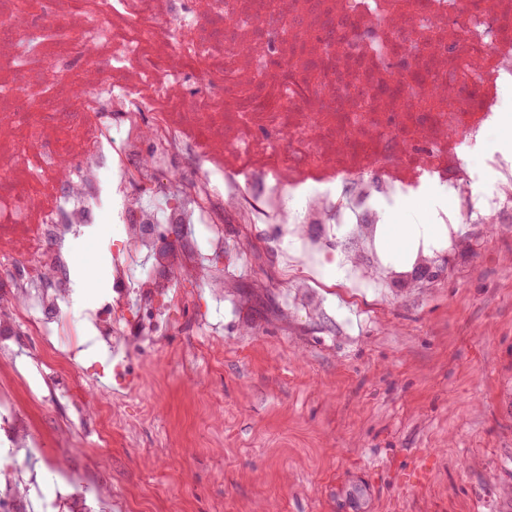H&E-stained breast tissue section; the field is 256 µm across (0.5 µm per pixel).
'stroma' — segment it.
I'll use <instances>...</instances> for the list:
<instances>
[{
  "mask_svg": "<svg viewBox=\"0 0 512 512\" xmlns=\"http://www.w3.org/2000/svg\"><path fill=\"white\" fill-rule=\"evenodd\" d=\"M105 214L71 243L95 287L73 309L112 297L121 235ZM431 212L416 196L397 227ZM239 253L223 306L207 289L177 327L140 353L151 421L113 430L100 473L134 512H512V223L478 224L445 274L413 288L328 286L315 306L286 287L276 231L235 216Z\"/></svg>",
  "mask_w": 512,
  "mask_h": 512,
  "instance_id": "35a3bbf8",
  "label": "stroma"
}]
</instances>
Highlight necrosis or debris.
<instances>
[{
	"label": "necrosis or debris",
	"mask_w": 512,
	"mask_h": 512,
	"mask_svg": "<svg viewBox=\"0 0 512 512\" xmlns=\"http://www.w3.org/2000/svg\"><path fill=\"white\" fill-rule=\"evenodd\" d=\"M506 78L512 0H0V365L39 347L27 397L0 383V512H127L83 451L111 445L124 394L90 399L70 357L90 344L129 372L175 327L147 306L183 301L182 282L223 303L225 216L287 225L281 252L314 262L348 245L360 260L337 267L361 289L409 283L461 246L463 225L512 211V162L463 153L497 125ZM182 156L192 174H176ZM483 166L498 177L478 191ZM426 184L452 202L440 237L392 263L383 226ZM107 188L116 288L74 317L71 243ZM163 225L200 234L201 250L159 247Z\"/></svg>",
	"instance_id": "4bbe7bcc"
}]
</instances>
